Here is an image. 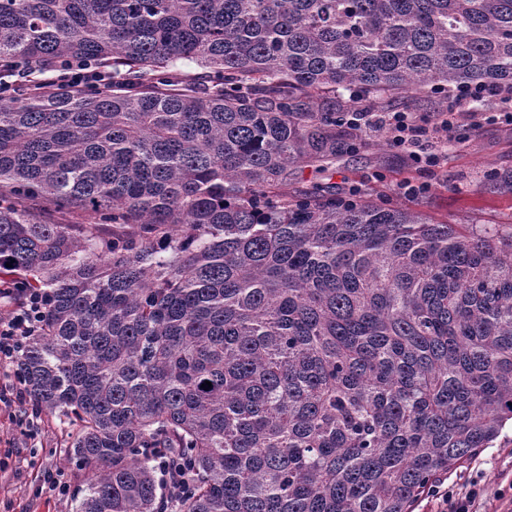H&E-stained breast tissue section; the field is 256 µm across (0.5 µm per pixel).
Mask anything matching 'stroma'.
<instances>
[{"label": "stroma", "mask_w": 512, "mask_h": 512, "mask_svg": "<svg viewBox=\"0 0 512 512\" xmlns=\"http://www.w3.org/2000/svg\"><path fill=\"white\" fill-rule=\"evenodd\" d=\"M478 109L485 115L479 124L458 116L460 138L449 143L437 167L418 168L380 131L367 151L337 158L323 173L304 170L294 184L304 189L316 184L356 186L371 198L421 211L438 224L512 227V193L489 190L484 183L487 170L512 173V125L497 119L500 107L495 101L483 102ZM406 181L420 185V193L403 195L399 186ZM73 434L57 415L34 412L29 404L15 415L0 410V512H72L71 494L87 479L68 462ZM510 469L511 427L492 447L448 474L447 483L458 492L473 481L497 485L501 472ZM53 476L65 482L66 493L52 489Z\"/></svg>", "instance_id": "stroma-1"}]
</instances>
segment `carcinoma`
I'll list each match as a JSON object with an SVG mask.
<instances>
[{
  "instance_id": "cac0c4a2",
  "label": "carcinoma",
  "mask_w": 512,
  "mask_h": 512,
  "mask_svg": "<svg viewBox=\"0 0 512 512\" xmlns=\"http://www.w3.org/2000/svg\"><path fill=\"white\" fill-rule=\"evenodd\" d=\"M84 60L112 84L0 99V283L47 296L16 374L76 429L74 512H156L178 455V512H413L490 447L512 229L291 177L395 95L511 87L512 0H0V77ZM165 476H167V484L170 489V497L185 494L191 482L190 468L186 462H180L175 458L166 460L162 466Z\"/></svg>"
}]
</instances>
